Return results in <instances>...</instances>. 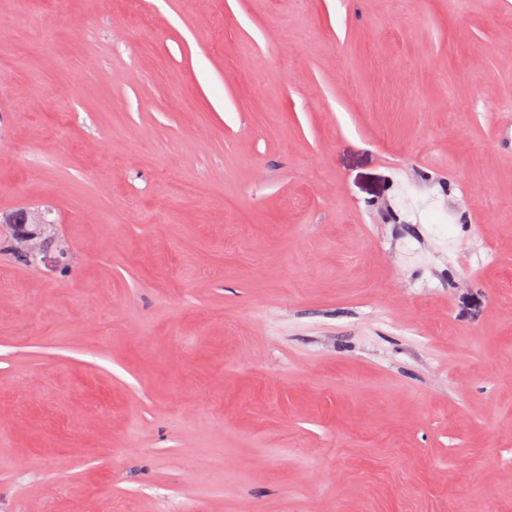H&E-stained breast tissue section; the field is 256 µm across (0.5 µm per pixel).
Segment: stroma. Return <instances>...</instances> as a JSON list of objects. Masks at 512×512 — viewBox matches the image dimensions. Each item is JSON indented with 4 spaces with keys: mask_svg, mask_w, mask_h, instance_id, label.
<instances>
[{
    "mask_svg": "<svg viewBox=\"0 0 512 512\" xmlns=\"http://www.w3.org/2000/svg\"><path fill=\"white\" fill-rule=\"evenodd\" d=\"M55 9L0 0V512H512V0Z\"/></svg>",
    "mask_w": 512,
    "mask_h": 512,
    "instance_id": "stroma-1",
    "label": "stroma"
}]
</instances>
